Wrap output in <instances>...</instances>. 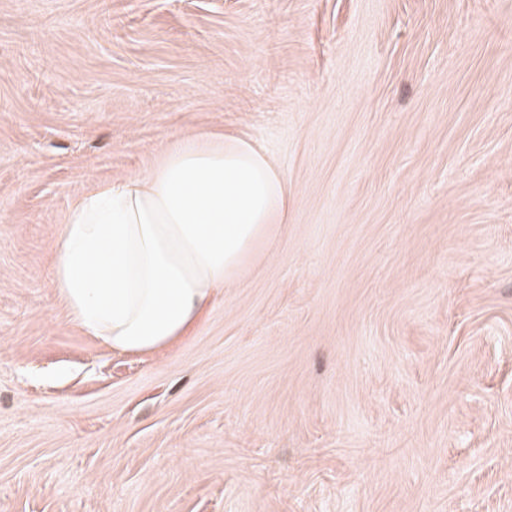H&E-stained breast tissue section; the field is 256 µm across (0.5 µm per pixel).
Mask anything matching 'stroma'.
<instances>
[{"mask_svg": "<svg viewBox=\"0 0 512 512\" xmlns=\"http://www.w3.org/2000/svg\"><path fill=\"white\" fill-rule=\"evenodd\" d=\"M224 130L287 224L110 349L70 205ZM0 512H512V0H0Z\"/></svg>", "mask_w": 512, "mask_h": 512, "instance_id": "1", "label": "stroma"}]
</instances>
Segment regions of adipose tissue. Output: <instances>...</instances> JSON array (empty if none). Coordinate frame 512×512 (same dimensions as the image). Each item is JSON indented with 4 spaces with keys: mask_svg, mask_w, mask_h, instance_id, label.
Here are the masks:
<instances>
[{
    "mask_svg": "<svg viewBox=\"0 0 512 512\" xmlns=\"http://www.w3.org/2000/svg\"><path fill=\"white\" fill-rule=\"evenodd\" d=\"M283 171L251 140L168 141L144 173L92 184L71 205L52 282L70 316L109 348L170 346L218 290L237 287L288 221Z\"/></svg>",
    "mask_w": 512,
    "mask_h": 512,
    "instance_id": "obj_1",
    "label": "adipose tissue"
}]
</instances>
